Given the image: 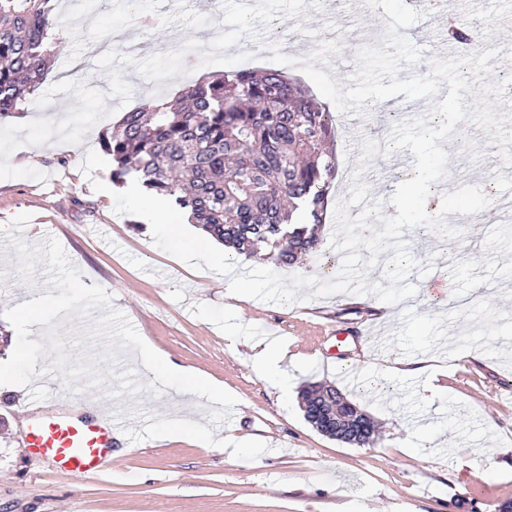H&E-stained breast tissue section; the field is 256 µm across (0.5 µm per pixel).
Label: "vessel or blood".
Wrapping results in <instances>:
<instances>
[{"label":"vessel or blood","mask_w":512,"mask_h":512,"mask_svg":"<svg viewBox=\"0 0 512 512\" xmlns=\"http://www.w3.org/2000/svg\"><path fill=\"white\" fill-rule=\"evenodd\" d=\"M65 408L42 406L22 439L25 448L36 450L55 462L60 473L95 479L112 470L114 417L98 402L67 395Z\"/></svg>","instance_id":"b4317fda"}]
</instances>
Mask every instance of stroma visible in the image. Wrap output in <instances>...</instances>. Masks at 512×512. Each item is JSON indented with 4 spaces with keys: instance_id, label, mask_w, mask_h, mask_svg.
<instances>
[{
    "instance_id": "stroma-1",
    "label": "stroma",
    "mask_w": 512,
    "mask_h": 512,
    "mask_svg": "<svg viewBox=\"0 0 512 512\" xmlns=\"http://www.w3.org/2000/svg\"><path fill=\"white\" fill-rule=\"evenodd\" d=\"M445 18L433 16L413 25L419 38L436 41L413 71L426 74L432 57H444L449 20L470 27L482 48L512 51L503 17L512 0H447ZM59 40L43 85L64 80L71 64L88 87L108 91L96 63H83L90 39H107L135 29L139 58L171 51L191 38L216 36L223 18L219 0L199 14L195 0H138L129 14L126 0H57ZM386 16L360 0H323L322 11L308 18L276 19L245 38L230 54L249 53L250 67L268 65L267 38L277 34L284 48H316L342 31L341 55L331 56V76L348 85L354 57L363 44H380ZM187 74L159 83L132 66L122 75L132 88L130 106L153 98L172 99L213 66L187 61ZM116 98L111 113L94 125L79 145L51 141L38 159L47 182L0 179V225L30 214L22 235L40 242L52 226L85 285L102 286L112 305L141 337L180 365L223 384L227 404L186 403L174 389L137 396H112L116 380L90 389L111 401L122 426L112 448V472L97 480L70 478L54 463L21 446L24 423L41 401L63 390L61 377L33 379L29 386L0 389V512H496L512 501V237L498 225L471 220L463 238L446 241L419 227L404 231L412 256L432 264L433 275L455 286L453 303L418 295L380 316L375 296L337 294L287 304L225 295L222 275L193 269L154 245L147 221L118 215L113 200L93 188L111 183L112 170L85 176L79 161L100 151V140L118 120ZM392 110L366 118H337V175L332 200L346 197L357 167L360 143L391 129L390 112L403 118L426 114L428 100L396 96ZM485 154L472 162L468 152L452 155L448 177L436 183V195L462 185L480 186L492 201L512 198V167L503 166L496 146L475 126L463 128ZM14 250L0 235V362L17 342L4 312L25 299ZM240 338L230 351L225 333ZM277 335L292 361L287 391L268 386L252 370L249 348ZM341 350L340 359L323 366V357ZM436 358L442 372L437 390L416 377L357 372L362 359ZM310 384L333 386L365 411L380 434L363 447L348 445L315 431L300 407ZM174 417L200 422L210 435L201 445L191 436L158 437Z\"/></svg>"
}]
</instances>
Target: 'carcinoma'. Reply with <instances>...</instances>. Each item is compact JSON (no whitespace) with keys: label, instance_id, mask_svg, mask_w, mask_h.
Segmentation results:
<instances>
[{"label":"carcinoma","instance_id":"cac0c4a2","mask_svg":"<svg viewBox=\"0 0 512 512\" xmlns=\"http://www.w3.org/2000/svg\"><path fill=\"white\" fill-rule=\"evenodd\" d=\"M55 0H0V119L48 70ZM331 112L279 69L205 77L146 102L102 136L112 181L138 180L246 258L292 266L320 242L336 174Z\"/></svg>","mask_w":512,"mask_h":512}]
</instances>
